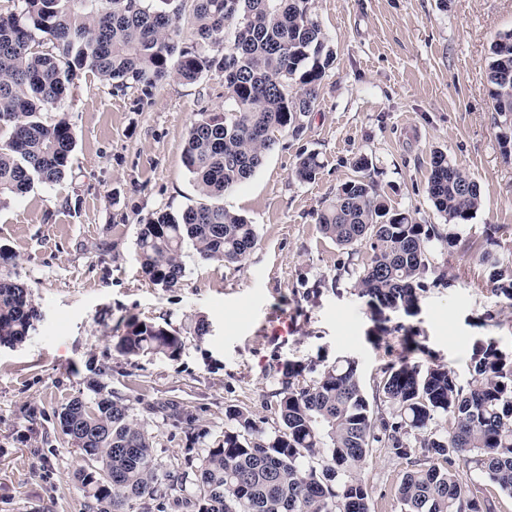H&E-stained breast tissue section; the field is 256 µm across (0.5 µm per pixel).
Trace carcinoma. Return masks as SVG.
Masks as SVG:
<instances>
[{
	"mask_svg": "<svg viewBox=\"0 0 512 512\" xmlns=\"http://www.w3.org/2000/svg\"><path fill=\"white\" fill-rule=\"evenodd\" d=\"M186 12L187 33L178 25ZM505 42L512 44V32L491 44L488 83L509 155L512 60L502 59ZM333 61L309 0H17L13 12L0 14V131H7L0 206L36 179L49 184L64 175L75 133L66 120L48 123L42 113L83 69L139 104L173 75L191 83L211 74L224 79V111L197 113L184 148L200 200L181 212L152 213L140 224L136 253L143 274L163 288L183 278L189 245L205 261L239 263L255 247L257 228L224 208V192L256 172L276 134L303 132ZM319 169L317 153H302L294 175L310 182ZM427 192L450 224L470 220L483 205L478 183L442 151L432 155ZM317 224L339 246H369L355 288L368 298L379 332L385 311L415 312L428 273L445 279L429 243H459L392 209L362 175L336 189ZM480 263L493 294L512 300V252L486 250ZM39 317L32 290L0 274V345L22 342ZM181 346L168 329L136 320L114 343L126 357L172 355ZM303 371L295 363L283 368L278 429L267 433L230 408L224 435L189 471L158 462L153 436L129 404L91 385L92 396L57 412L65 442L92 463L75 473L85 512H167L173 504L196 512H370L361 470L375 443L399 459L420 453L396 487L400 512H495L490 498L459 481L457 460L512 495V353L489 344L474 357L465 385L444 365L423 368L404 358L385 370L372 402L351 361L326 366L309 382L300 380ZM103 473L112 481L100 480Z\"/></svg>",
	"mask_w": 512,
	"mask_h": 512,
	"instance_id": "obj_1",
	"label": "carcinoma"
}]
</instances>
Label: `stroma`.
Instances as JSON below:
<instances>
[{
	"label": "stroma",
	"instance_id": "1",
	"mask_svg": "<svg viewBox=\"0 0 512 512\" xmlns=\"http://www.w3.org/2000/svg\"><path fill=\"white\" fill-rule=\"evenodd\" d=\"M310 8L336 59L303 133H280L253 176L224 194L225 208L258 230L241 263L205 261L188 248L182 280L162 288L136 255L143 219L199 199L183 152L197 114L224 109L219 78L171 77L138 106L87 70L44 112L49 122L66 118L77 142L62 179L33 182L0 207L8 256L0 273L28 285L41 310L24 342L0 346V512H84L75 479L83 460L64 443L55 414L87 394L93 374L128 400L167 464L221 439L230 408L273 431L274 392L289 362L309 380L355 361L371 397L405 336L422 346L414 361L447 366L463 383L488 342L512 351V301L492 294L478 260L490 235L512 250V156L498 145L487 82L491 43L512 31V0H312ZM436 150L470 172L483 206L458 227L457 247L432 245L448 282L427 275L417 312L388 313L379 339L354 288L370 252L336 245L316 212L354 177L362 155L393 209L446 228L427 193ZM304 151L321 163L309 183L294 176ZM197 317L209 326L200 338L187 331ZM131 320L167 327L181 349L120 355L114 338ZM160 402L179 405L193 433L148 412ZM408 468L373 446L361 474L372 512H399L395 488Z\"/></svg>",
	"mask_w": 512,
	"mask_h": 512
}]
</instances>
